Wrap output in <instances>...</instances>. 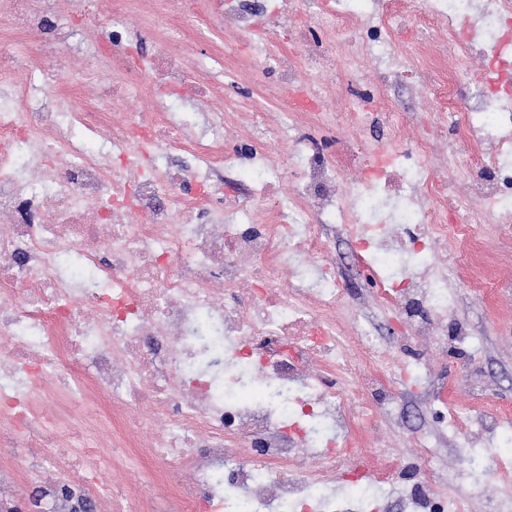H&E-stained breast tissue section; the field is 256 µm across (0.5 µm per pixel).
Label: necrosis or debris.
Returning a JSON list of instances; mask_svg holds the SVG:
<instances>
[{
    "mask_svg": "<svg viewBox=\"0 0 512 512\" xmlns=\"http://www.w3.org/2000/svg\"><path fill=\"white\" fill-rule=\"evenodd\" d=\"M143 2L73 0L64 14L60 0H0V449L32 459L0 465V492L53 512H352L322 488L336 473L366 500L394 487L355 468L356 431L395 402L375 370L392 358L338 320L330 232L351 227L360 269L413 335L446 327V267H471L483 225L512 223V84L459 95L472 62L512 73V0H425L422 27L447 28L456 55L448 81L435 43L399 41L389 0H313L328 40L301 39L280 64L278 119L223 108L225 78L253 58L204 40L231 28L265 41L259 10ZM466 22L480 37H460ZM138 37L157 51L136 56ZM329 63L352 96L336 97ZM370 65L381 80L365 94ZM409 77L429 80L432 127L410 144L386 92ZM157 79L197 116L162 100L135 111ZM337 120L348 134L324 153L312 132ZM240 125L249 144L229 146ZM378 125L385 141L366 140ZM450 129L470 148L465 169L432 161ZM228 173L247 176L245 195L225 196ZM409 452L416 512H463L433 485L428 436Z\"/></svg>",
    "mask_w": 512,
    "mask_h": 512,
    "instance_id": "necrosis-or-debris-1",
    "label": "necrosis or debris"
}]
</instances>
